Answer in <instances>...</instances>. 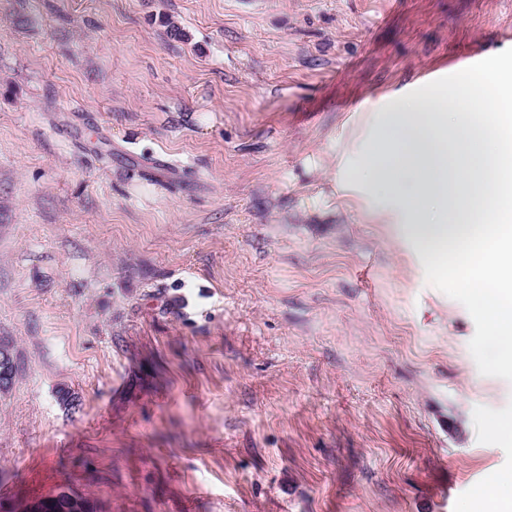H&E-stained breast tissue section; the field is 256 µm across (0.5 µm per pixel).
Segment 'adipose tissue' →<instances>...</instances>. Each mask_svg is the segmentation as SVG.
<instances>
[{"label": "adipose tissue", "mask_w": 512, "mask_h": 512, "mask_svg": "<svg viewBox=\"0 0 512 512\" xmlns=\"http://www.w3.org/2000/svg\"><path fill=\"white\" fill-rule=\"evenodd\" d=\"M350 170L487 325L512 363V63L487 57L368 108ZM471 512H512V472L489 476Z\"/></svg>", "instance_id": "ef3b65f1"}]
</instances>
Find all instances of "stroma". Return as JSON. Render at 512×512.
<instances>
[{"instance_id": "obj_1", "label": "stroma", "mask_w": 512, "mask_h": 512, "mask_svg": "<svg viewBox=\"0 0 512 512\" xmlns=\"http://www.w3.org/2000/svg\"><path fill=\"white\" fill-rule=\"evenodd\" d=\"M512 0H0V502L466 512L512 368L332 178Z\"/></svg>"}]
</instances>
